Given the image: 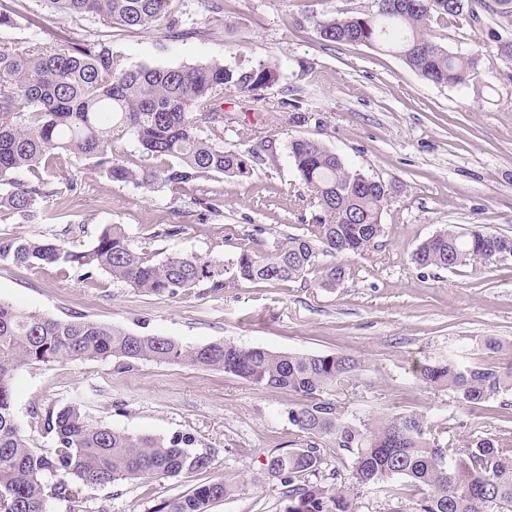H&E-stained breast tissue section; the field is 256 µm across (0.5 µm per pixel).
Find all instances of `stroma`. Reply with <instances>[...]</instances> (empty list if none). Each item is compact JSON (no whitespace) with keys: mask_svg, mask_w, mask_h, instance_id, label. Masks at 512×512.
Returning a JSON list of instances; mask_svg holds the SVG:
<instances>
[{"mask_svg":"<svg viewBox=\"0 0 512 512\" xmlns=\"http://www.w3.org/2000/svg\"><path fill=\"white\" fill-rule=\"evenodd\" d=\"M370 2L233 0L223 23L212 25L199 0H172L173 17L191 30L173 39L161 26L131 30L97 16L50 12L43 0H0L13 17L0 27V46L50 43L63 35L110 40L130 67L265 60L284 71L262 101L234 90L224 94L231 117L225 149L247 151L264 138L273 143L251 178L217 175L179 192L146 193L64 157L57 165L77 179L78 190L45 199L55 223L30 224L0 212V235L52 234L87 246L104 225L121 224L134 247L161 257L229 259L247 238L263 248L305 233L314 221L316 210L288 156L290 141L299 137L323 141L394 190L382 214V237L346 260V279L336 288L321 287L316 272L302 282L270 284L228 271L220 291L168 297L103 273L88 278L69 265L0 262V300L189 344L230 338L274 351L345 353L360 362L352 386L336 396L348 412L422 415L452 448L477 431L512 441V406L492 416L472 411L451 391L415 377L419 363L441 355L504 364V357L480 354L473 345L486 336L512 342V259L448 270L420 269L411 261L418 245L449 226L512 236V62L500 57L486 27L448 28L436 41L452 52H478L484 80L466 90L441 87L422 81L396 54L324 45L308 20L312 13L362 11ZM288 111L316 112L321 122L290 124ZM160 224L183 230L153 240ZM73 401L84 404L92 420L121 431L189 438L192 450L211 460L208 469L176 479L85 487V512H155L161 502L224 477L238 490L211 512H282L281 484L266 461L304 442L287 417L295 394L182 364L142 362L125 371L112 359L26 367L15 377V416L32 447H51L45 414Z\"/></svg>","mask_w":512,"mask_h":512,"instance_id":"1","label":"stroma"}]
</instances>
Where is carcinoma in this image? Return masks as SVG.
<instances>
[{
  "instance_id": "obj_1",
  "label": "carcinoma",
  "mask_w": 512,
  "mask_h": 512,
  "mask_svg": "<svg viewBox=\"0 0 512 512\" xmlns=\"http://www.w3.org/2000/svg\"><path fill=\"white\" fill-rule=\"evenodd\" d=\"M55 12L96 15L126 28L165 24L174 32L169 0H44ZM208 17L222 21L224 0H201ZM486 4L484 17L496 28L490 36L498 53L512 61V0H371L353 15L322 14L310 19L327 45L361 44L393 52L417 76L436 85L467 88L481 77L476 54L451 52L429 37L433 28L469 22L472 8ZM283 79L280 64L261 60L228 66L209 60L178 67L129 68L112 42L61 40L55 44L0 48V210L21 220L48 224L57 215L41 208L51 193H74L77 181L51 191L43 175L53 176L67 156L87 162L107 179L146 191L182 190L217 174L250 178L261 157L255 151L224 150V92L235 89L262 100V92ZM134 139L155 165H133L112 143ZM299 180L317 209L307 233L288 235L266 250L246 243L231 259L243 281L277 283L304 279L320 270L321 285L344 280L343 265L322 266L324 253L360 255L382 236L386 189L350 166L321 141L303 137L288 145ZM32 178L21 180L19 173ZM506 253L512 238L490 237L476 229H444L412 255L420 269L487 264ZM35 267L66 264L87 276L102 272L116 282L155 295H179L204 287L224 288V258L170 254L163 260L132 246L121 224L105 225L83 248L46 234L0 236V262ZM117 359L119 368L154 361L221 370L258 388L299 396L288 419L306 437L304 448L272 454L268 472L279 479L283 512H356L355 499L366 490L386 501L401 490H416L411 512H512V448L485 433L460 448L448 449L432 437L415 413L358 417L334 393L350 384L359 361L346 354H306L245 347L231 340L191 345L168 336L138 334L84 316L54 318L0 301V512H50L63 500L81 510V487L121 480L167 479L208 468L210 460L189 449L190 441L134 435L92 422L78 404L46 414L45 430L54 453L32 448L17 424L13 382L22 368L62 361ZM419 380L447 389L470 408L512 394V363L505 367L467 365L453 356L419 368ZM328 438L353 459L336 483L307 477L320 472ZM60 473L50 483L46 474ZM237 490L219 479L161 503L155 512H209L212 504Z\"/></svg>"
}]
</instances>
